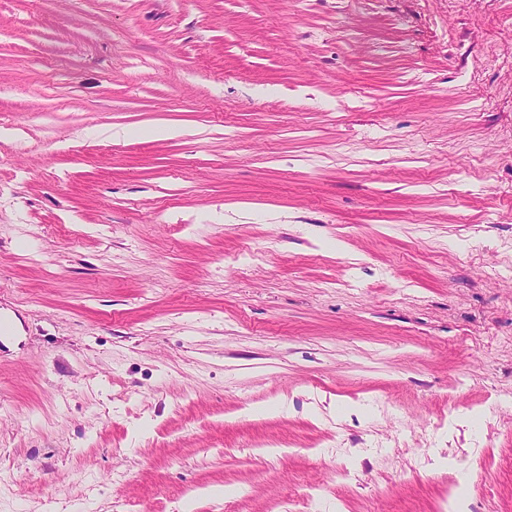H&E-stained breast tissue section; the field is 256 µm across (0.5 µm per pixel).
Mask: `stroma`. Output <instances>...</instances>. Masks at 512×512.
Returning <instances> with one entry per match:
<instances>
[{"label":"stroma","mask_w":512,"mask_h":512,"mask_svg":"<svg viewBox=\"0 0 512 512\" xmlns=\"http://www.w3.org/2000/svg\"><path fill=\"white\" fill-rule=\"evenodd\" d=\"M458 492L512 512V0H0V512Z\"/></svg>","instance_id":"stroma-1"}]
</instances>
